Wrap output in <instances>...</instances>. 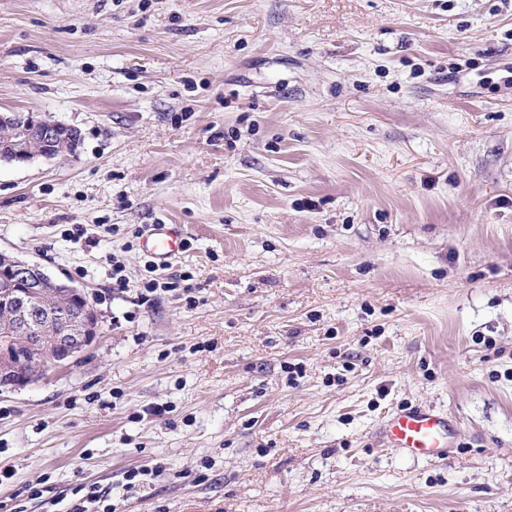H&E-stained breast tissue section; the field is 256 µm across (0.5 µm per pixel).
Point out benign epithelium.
I'll return each instance as SVG.
<instances>
[{
	"label": "benign epithelium",
	"instance_id": "1",
	"mask_svg": "<svg viewBox=\"0 0 512 512\" xmlns=\"http://www.w3.org/2000/svg\"><path fill=\"white\" fill-rule=\"evenodd\" d=\"M69 136L70 152H76L81 136L76 127L47 118L0 114V159L29 161V143L43 144L41 156L58 157L55 142ZM9 276V288L0 294V388L16 390L35 383L49 368H66L97 338V317L54 312L49 321L57 331L47 335L35 319V309L63 293L79 303L90 301L89 291L47 272L40 264L16 256L0 266V279Z\"/></svg>",
	"mask_w": 512,
	"mask_h": 512
}]
</instances>
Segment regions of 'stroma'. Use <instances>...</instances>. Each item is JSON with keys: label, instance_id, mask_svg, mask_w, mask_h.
<instances>
[{"label": "stroma", "instance_id": "1", "mask_svg": "<svg viewBox=\"0 0 512 512\" xmlns=\"http://www.w3.org/2000/svg\"><path fill=\"white\" fill-rule=\"evenodd\" d=\"M0 112L81 131L0 251L99 317L0 391V512H512V0H0ZM425 403L437 463L379 436ZM173 224H149L142 236L144 251L158 264L165 265L181 251L179 233Z\"/></svg>", "mask_w": 512, "mask_h": 512}]
</instances>
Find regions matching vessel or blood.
Returning a JSON list of instances; mask_svg holds the SVG:
<instances>
[{"mask_svg":"<svg viewBox=\"0 0 512 512\" xmlns=\"http://www.w3.org/2000/svg\"><path fill=\"white\" fill-rule=\"evenodd\" d=\"M144 251L158 264H167L181 250L172 225H148L142 236ZM382 439L401 454L427 461L445 458L452 446L446 412L431 406L409 407L391 414L380 428Z\"/></svg>","mask_w":512,"mask_h":512,"instance_id":"obj_1","label":"vessel or blood"}]
</instances>
